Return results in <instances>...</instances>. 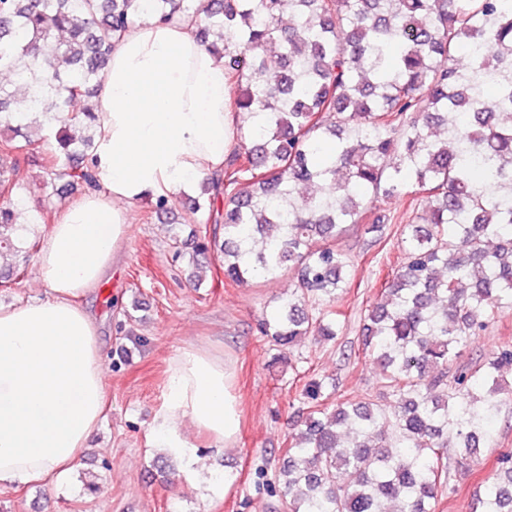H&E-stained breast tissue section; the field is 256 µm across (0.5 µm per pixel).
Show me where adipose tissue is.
<instances>
[{
  "label": "adipose tissue",
  "instance_id": "1",
  "mask_svg": "<svg viewBox=\"0 0 512 512\" xmlns=\"http://www.w3.org/2000/svg\"><path fill=\"white\" fill-rule=\"evenodd\" d=\"M223 63L191 22H136L115 45L98 91L100 187L51 225L37 258L47 298L0 308V482L45 484L66 474L100 425L104 365L94 319L80 300L97 288L129 234V208L168 197L221 170L236 142ZM233 372L190 343L170 370L153 447L195 470L182 429L190 422L217 448L240 429Z\"/></svg>",
  "mask_w": 512,
  "mask_h": 512
}]
</instances>
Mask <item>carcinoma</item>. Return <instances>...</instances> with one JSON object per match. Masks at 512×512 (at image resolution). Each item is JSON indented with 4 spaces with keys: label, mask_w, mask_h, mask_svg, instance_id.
<instances>
[{
    "label": "carcinoma",
    "mask_w": 512,
    "mask_h": 512,
    "mask_svg": "<svg viewBox=\"0 0 512 512\" xmlns=\"http://www.w3.org/2000/svg\"><path fill=\"white\" fill-rule=\"evenodd\" d=\"M145 16L194 21L238 89L243 144L187 197L201 221L191 251L175 255L200 270L220 257L232 283L298 267L294 291L258 324L274 346L339 336L331 303L351 257L336 238L362 223L366 197L423 209L384 302L363 319L392 411L369 397L335 402V384L307 380L287 461L265 486L280 512H436L451 467L478 462L502 395L512 399V348L454 365L512 308V0H0V72L25 87L0 83L9 276L28 260L26 196L10 172L39 142L44 192L99 187L92 99L115 42ZM480 504L512 512V450Z\"/></svg>",
    "instance_id": "carcinoma-1"
}]
</instances>
